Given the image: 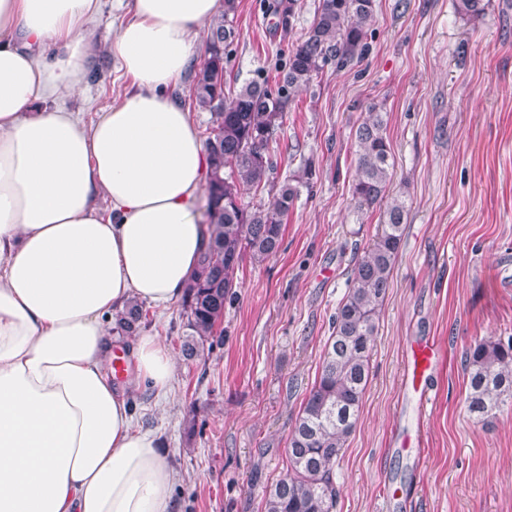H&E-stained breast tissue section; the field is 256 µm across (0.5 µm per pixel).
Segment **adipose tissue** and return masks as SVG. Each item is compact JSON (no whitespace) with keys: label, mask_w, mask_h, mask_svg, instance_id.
Wrapping results in <instances>:
<instances>
[{"label":"adipose tissue","mask_w":512,"mask_h":512,"mask_svg":"<svg viewBox=\"0 0 512 512\" xmlns=\"http://www.w3.org/2000/svg\"><path fill=\"white\" fill-rule=\"evenodd\" d=\"M98 8L0 0V512H172L176 475L130 396L169 395L176 361L138 334L113 383L111 324L182 299L208 244V151L170 88L218 0H132L111 46L131 89L89 125L34 111L80 88Z\"/></svg>","instance_id":"ef3b65f1"}]
</instances>
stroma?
<instances>
[{"label": "stroma", "mask_w": 512, "mask_h": 512, "mask_svg": "<svg viewBox=\"0 0 512 512\" xmlns=\"http://www.w3.org/2000/svg\"><path fill=\"white\" fill-rule=\"evenodd\" d=\"M272 0H238L228 80L274 81L312 24L301 0L289 33ZM368 52L325 67L294 94L269 144L274 185L248 191L267 203L311 166L284 222L279 253L245 261L222 335L187 357L182 303L145 305L139 329L176 360L173 390L134 392V423L155 432L177 473L175 512H263L288 466L287 436L313 385L357 256L382 224L352 201L355 130L369 110L387 120L390 195L409 215L383 303L358 423L335 470L336 512H512V407L487 420L465 409L462 352L473 339L512 342V0L484 16L457 0H376ZM118 0H99L79 90L47 108L86 124L131 87L111 52ZM439 351L433 401L409 385L411 354Z\"/></svg>", "instance_id": "1"}]
</instances>
